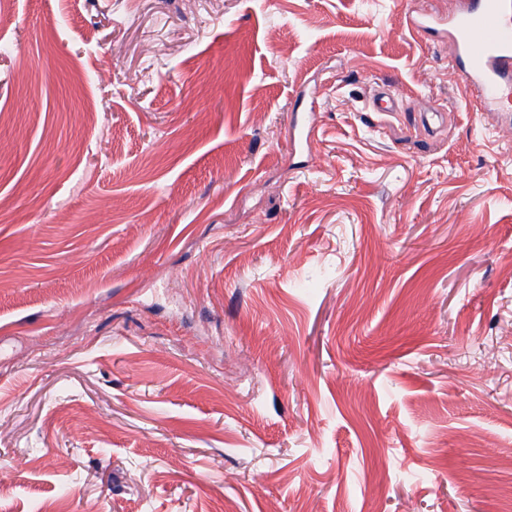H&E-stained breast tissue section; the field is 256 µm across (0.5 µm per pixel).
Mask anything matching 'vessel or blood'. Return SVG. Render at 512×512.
<instances>
[{"label": "vessel or blood", "instance_id": "vessel-or-blood-1", "mask_svg": "<svg viewBox=\"0 0 512 512\" xmlns=\"http://www.w3.org/2000/svg\"><path fill=\"white\" fill-rule=\"evenodd\" d=\"M409 25L421 37L442 30L466 92L499 105L512 86V0H456L447 16L413 17Z\"/></svg>", "mask_w": 512, "mask_h": 512}]
</instances>
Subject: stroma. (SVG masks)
I'll return each mask as SVG.
<instances>
[{"label":"stroma","instance_id":"obj_1","mask_svg":"<svg viewBox=\"0 0 512 512\" xmlns=\"http://www.w3.org/2000/svg\"><path fill=\"white\" fill-rule=\"evenodd\" d=\"M453 6L10 0L0 512H512V118L407 23Z\"/></svg>","mask_w":512,"mask_h":512}]
</instances>
